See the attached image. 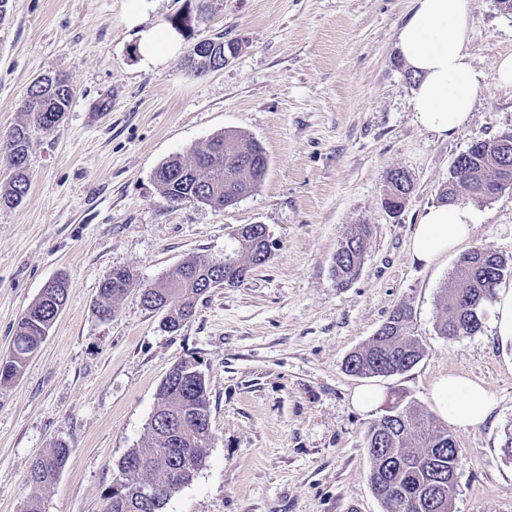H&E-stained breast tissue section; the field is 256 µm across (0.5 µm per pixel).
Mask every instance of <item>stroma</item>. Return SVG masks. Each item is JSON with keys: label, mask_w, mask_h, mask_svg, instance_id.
<instances>
[{"label": "stroma", "mask_w": 512, "mask_h": 512, "mask_svg": "<svg viewBox=\"0 0 512 512\" xmlns=\"http://www.w3.org/2000/svg\"><path fill=\"white\" fill-rule=\"evenodd\" d=\"M472 3L470 52L489 76L512 53V13L497 0ZM127 5L9 0L0 20V138L28 122L37 76L62 75L73 91L61 123L31 138L27 196L0 205V355L45 284L70 285L37 354L0 386V512H24L32 460L60 441L70 459L41 491V512H103L118 461L146 445L159 385L184 360L205 376L214 438L164 512H384L365 444L380 412H361L352 396L369 383L431 410L432 385L448 374L478 379L492 396L485 424L453 431L462 456L451 510L512 512V460L502 452L512 345L494 334L490 300L481 332L448 340L437 329L460 252L512 258V189L471 203L474 234L459 251L425 264L410 250L455 158L512 129V89L483 88L450 136L418 124L415 82L396 47L413 0H147L144 25L192 17L176 32L178 53L150 69L124 24ZM220 37L236 53L222 69L194 72L190 48ZM227 131L262 145L264 180L221 210L170 203L158 166ZM396 169L414 189L393 216L383 197ZM246 224L266 225L270 261L236 287L211 289L179 331H163L143 288L188 257L222 260ZM352 224L372 234L358 276L340 288L331 265ZM116 267L134 281L103 319L95 300ZM403 302L423 359L369 382L345 372L346 355Z\"/></svg>", "instance_id": "1"}]
</instances>
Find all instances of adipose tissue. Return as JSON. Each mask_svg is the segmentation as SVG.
<instances>
[{
    "label": "adipose tissue",
    "instance_id": "obj_1",
    "mask_svg": "<svg viewBox=\"0 0 512 512\" xmlns=\"http://www.w3.org/2000/svg\"><path fill=\"white\" fill-rule=\"evenodd\" d=\"M130 2L125 23L135 31L143 64L156 65L176 52V39L163 26H144V0ZM473 29L471 0H413L412 10L397 30L400 57L416 79V118L424 128L441 136L466 125L477 93L487 81L512 87V54L497 61L493 79H486L474 68L470 53ZM473 224V214L467 207L439 204L427 208L411 237L413 257L432 262L468 240ZM433 394L437 412L448 425L475 427L489 417L491 397L478 380L444 375L435 381Z\"/></svg>",
    "mask_w": 512,
    "mask_h": 512
}]
</instances>
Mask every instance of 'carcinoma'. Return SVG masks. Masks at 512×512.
Here are the masks:
<instances>
[{
  "mask_svg": "<svg viewBox=\"0 0 512 512\" xmlns=\"http://www.w3.org/2000/svg\"><path fill=\"white\" fill-rule=\"evenodd\" d=\"M73 92L65 78L48 76L35 80L29 89L26 112L32 126L13 129L6 148L15 176L0 202L15 206L29 192L26 174L31 129L50 131L71 106ZM460 171H451L438 201L457 204L464 200L486 201L495 195L498 184L512 177V136L501 133L490 141L472 143L461 153ZM268 158L263 147L240 133H226L206 140L187 162L178 157L162 163L156 179L163 194L173 203L205 199L214 209H224L249 195L264 179ZM413 190L403 172L388 177L386 206L398 214ZM370 229L366 224L351 226L336 250L331 273L338 285H346L359 273ZM271 258L269 240L255 232L242 239L232 237L224 264L199 257L183 261L166 280L149 287V309L163 305L168 313L162 319L165 331L173 333L190 319L197 300L209 291L210 282L224 280L235 287L250 270ZM512 275V258L507 259L485 248H474L459 258L445 290L444 316L438 323L440 335L455 339L472 336L483 328L481 307L494 290ZM133 273L116 268L102 281L96 307L100 316L112 313V303L124 295ZM68 297L65 279L47 289L20 317L9 353L0 358V386L12 383L34 352L48 336ZM410 305L397 307L382 330L361 348L345 358V371L354 376L392 377L415 367L424 349L412 335ZM149 445L133 448L118 462L120 484L108 487L104 512H162L170 493L187 483L199 468L210 447L213 433L205 379L187 361L176 364V379L163 381L157 394L154 418L148 423ZM366 448L370 457L369 482L382 501L385 512H451L453 488L461 448L448 425L432 412L404 397L390 399L383 414L367 429ZM70 448L57 442L35 458L28 470L30 489L26 512H40V491L57 480L68 463ZM143 484L159 488L160 496L146 503L135 491Z\"/></svg>",
  "mask_w": 512,
  "mask_h": 512,
  "instance_id": "obj_1",
  "label": "carcinoma"
}]
</instances>
